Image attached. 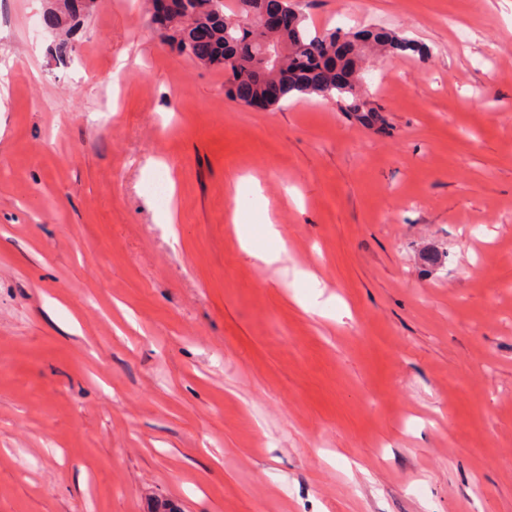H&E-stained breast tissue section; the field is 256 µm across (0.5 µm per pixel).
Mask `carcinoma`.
<instances>
[{"mask_svg":"<svg viewBox=\"0 0 512 512\" xmlns=\"http://www.w3.org/2000/svg\"><path fill=\"white\" fill-rule=\"evenodd\" d=\"M184 19L162 38L198 63L224 71V88L242 103L265 95L338 98L349 111H363L357 88L361 63L371 52L385 54L409 46L387 31L350 33L340 28L311 32L294 0H180ZM292 14L288 26L263 24L266 5Z\"/></svg>","mask_w":512,"mask_h":512,"instance_id":"1","label":"carcinoma"}]
</instances>
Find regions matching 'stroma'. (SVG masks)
Returning a JSON list of instances; mask_svg holds the SVG:
<instances>
[{
	"label": "stroma",
	"instance_id": "obj_1",
	"mask_svg": "<svg viewBox=\"0 0 512 512\" xmlns=\"http://www.w3.org/2000/svg\"><path fill=\"white\" fill-rule=\"evenodd\" d=\"M297 5L419 51L257 110L150 0H0V512H512V0ZM246 189L255 197L260 205L256 215L262 222L261 224H253V214L236 206L233 211V222L238 241L244 250L254 255L263 264L267 266L278 264L281 262L282 254L285 252L280 231L277 224H274L269 217L268 204L262 194L259 183L252 179H242L237 188L238 193ZM257 235L269 244L265 246L264 251L261 253H254L252 251Z\"/></svg>",
	"mask_w": 512,
	"mask_h": 512
}]
</instances>
